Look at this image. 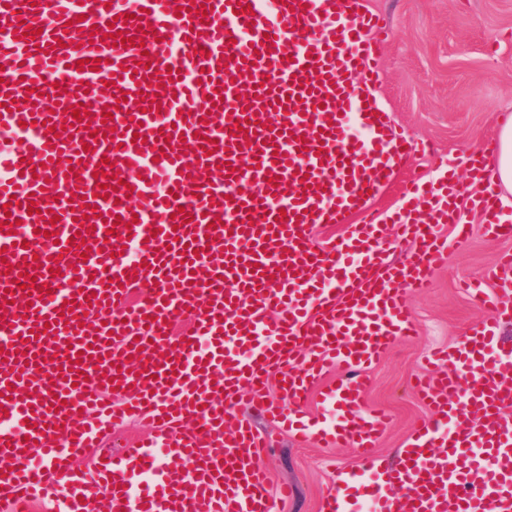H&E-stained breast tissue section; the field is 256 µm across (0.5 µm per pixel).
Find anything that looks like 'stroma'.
<instances>
[{"instance_id": "35a3bbf8", "label": "stroma", "mask_w": 512, "mask_h": 512, "mask_svg": "<svg viewBox=\"0 0 512 512\" xmlns=\"http://www.w3.org/2000/svg\"><path fill=\"white\" fill-rule=\"evenodd\" d=\"M366 6L385 27L376 96L409 139L437 148L435 155L414 154L403 164L397 182L376 202L384 212L404 182L437 175L443 163L462 170L464 158L483 151L512 117V0H366ZM472 193L462 183L458 203L470 226L468 240L449 242L448 262L434 271L427 291L409 292L417 339H398L369 372L366 403L391 417L374 449L377 464L392 460L411 431L431 418L409 381L426 372L429 348L460 343L487 317L465 286L491 287L497 255L512 250V239L487 235L482 214L470 207ZM256 425L269 436L263 462L272 486L288 483L294 489L290 499L273 500L272 512H322L338 471L356 464V450L311 437L291 439L261 418Z\"/></svg>"}]
</instances>
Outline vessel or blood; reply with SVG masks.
I'll return each mask as SVG.
<instances>
[{
	"label": "vessel or blood",
	"mask_w": 512,
	"mask_h": 512,
	"mask_svg": "<svg viewBox=\"0 0 512 512\" xmlns=\"http://www.w3.org/2000/svg\"><path fill=\"white\" fill-rule=\"evenodd\" d=\"M382 31L365 0H0V506L271 512L292 490L244 403L358 450L325 512L351 489L373 512H512L511 252L501 297L474 291L490 319L416 381L434 420L371 458L388 417L366 373L415 333L441 227L470 234L447 172L387 218L406 257L382 249L371 203L412 152L372 95ZM465 165L511 238L490 169ZM319 224L344 231L320 245ZM334 365L329 424L305 404ZM132 419L152 436L104 447Z\"/></svg>",
	"instance_id": "1"
}]
</instances>
